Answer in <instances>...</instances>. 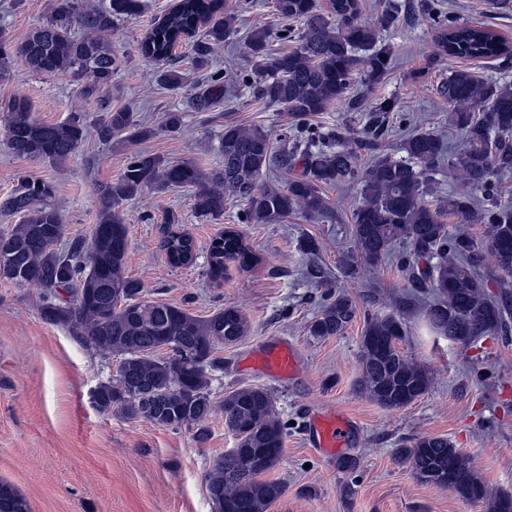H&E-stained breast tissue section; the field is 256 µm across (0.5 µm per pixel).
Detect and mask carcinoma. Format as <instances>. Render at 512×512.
Wrapping results in <instances>:
<instances>
[{"instance_id":"obj_1","label":"carcinoma","mask_w":512,"mask_h":512,"mask_svg":"<svg viewBox=\"0 0 512 512\" xmlns=\"http://www.w3.org/2000/svg\"><path fill=\"white\" fill-rule=\"evenodd\" d=\"M273 8L280 26L252 28L246 43L251 69L230 79L254 87L258 98L290 112L297 128L308 132L291 148L275 151L268 130L229 122L220 140L223 162L208 171L191 161L172 163L137 152L116 181L97 188L99 222L89 247L81 242L57 247L63 224L52 202V184L22 179L0 198V212L21 218L0 236V279L44 289L40 314L46 322L68 328L98 352L121 356L117 375L96 388L95 404L174 429L218 413L224 427L235 433L236 449L212 465L206 480L209 498L224 506V512H268L285 494V486L267 474L281 460L288 425L275 415L272 396L261 387H238L218 406L210 398L209 372L224 368L217 349L236 344L250 331L249 319L238 307L226 305L199 318L148 299L144 282L125 274L128 225L122 206L144 190H189L193 209L204 221L224 217L226 201L234 198L242 205L238 223L278 224L296 212L320 216L328 206L323 187L356 184L360 202L352 235L357 256L349 273L392 255L405 268L419 258L431 261L419 280L435 296L425 318L437 335L464 345L506 332L512 317V296L492 298L477 272L488 254L501 278L512 277V197L499 190V180L512 175V84L485 80L467 66L451 70L443 88L448 124L465 133L466 146L452 152L440 135L419 132L403 142L404 157L397 159L381 142L396 108L392 99L376 100L363 131L355 136L345 129L324 135L306 123L309 116L344 100L353 75L370 85L390 68L393 49L359 20L360 0H330L328 10L318 0H273ZM143 9V0H110L100 8H88L82 0H57L51 18L22 42L0 38V76L18 60L35 74L66 75L84 84L83 97L89 99L112 82L116 69L103 36L112 32L116 20L138 16ZM200 19L204 40L195 45L192 64L203 69L212 51L235 32L237 11L226 0H180L141 43L142 55L158 65L160 83L172 88L182 84L174 50L180 35L196 28ZM437 24L436 44L444 54L481 60L512 53L483 27L443 20ZM273 38L294 47L274 54ZM4 110L5 144L20 157L60 163L86 135L79 111L63 122H40L21 96L9 100ZM101 132L128 139L153 135L126 108L106 112ZM361 155L371 158L364 170L356 165ZM272 167L294 173L285 188L263 183V174ZM444 172L455 189L434 204L428 196L436 176ZM450 218L462 228L449 231ZM474 226L481 231H469ZM399 245L406 251L396 253ZM160 248L172 265L185 266L192 261L194 241L170 232ZM255 262L235 227L225 228L211 243L209 273L215 279L228 263L249 268ZM356 317L352 298L328 289L308 332L315 338L338 336ZM406 334L400 317L366 316L360 388L389 410L411 404L431 383L429 373L400 350ZM396 457L425 484L446 486L468 501L489 497L471 462L446 437L406 439ZM0 512H30L26 498L5 481H0Z\"/></svg>"}]
</instances>
